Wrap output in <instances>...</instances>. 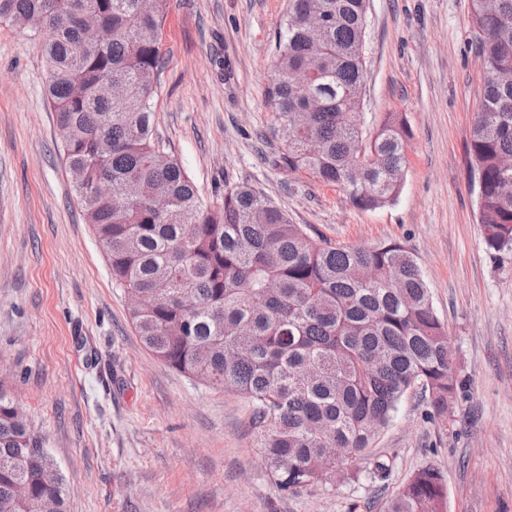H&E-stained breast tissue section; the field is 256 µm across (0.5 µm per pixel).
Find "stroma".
Returning a JSON list of instances; mask_svg holds the SVG:
<instances>
[{
    "instance_id": "35a3bbf8",
    "label": "stroma",
    "mask_w": 512,
    "mask_h": 512,
    "mask_svg": "<svg viewBox=\"0 0 512 512\" xmlns=\"http://www.w3.org/2000/svg\"><path fill=\"white\" fill-rule=\"evenodd\" d=\"M288 0H171L155 133L205 200L261 190L314 240L415 257L465 383L447 422L418 392L375 443L389 484L271 482L247 398L200 385L141 343L86 223L45 95L41 36L0 23V388L57 466L69 512H380L417 469L447 481V512H512V251L485 249L467 146L484 83L470 0H370L367 129L411 130L386 207L288 171L265 105Z\"/></svg>"
}]
</instances>
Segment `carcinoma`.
Returning <instances> with one entry per match:
<instances>
[{
  "mask_svg": "<svg viewBox=\"0 0 512 512\" xmlns=\"http://www.w3.org/2000/svg\"><path fill=\"white\" fill-rule=\"evenodd\" d=\"M170 0H0V21L53 17L44 39L47 95L74 189L127 294L143 345L196 382L246 396L257 447L275 486L298 494L366 461L404 396L420 387L428 414L448 420L461 388L448 330L412 253L319 243L247 183L208 203L154 136L161 35ZM369 0H288L266 90L282 130L279 161L343 190L360 210L399 197L411 132L392 113L360 123ZM109 30L92 39L84 17ZM471 45L485 82L468 143L486 249L512 250V0H470ZM112 82L121 98L106 95ZM19 405L0 390V512H68L54 465ZM349 456L330 460L327 448ZM442 472L425 466L384 512H445Z\"/></svg>",
  "mask_w": 512,
  "mask_h": 512,
  "instance_id": "carcinoma-1",
  "label": "carcinoma"
}]
</instances>
